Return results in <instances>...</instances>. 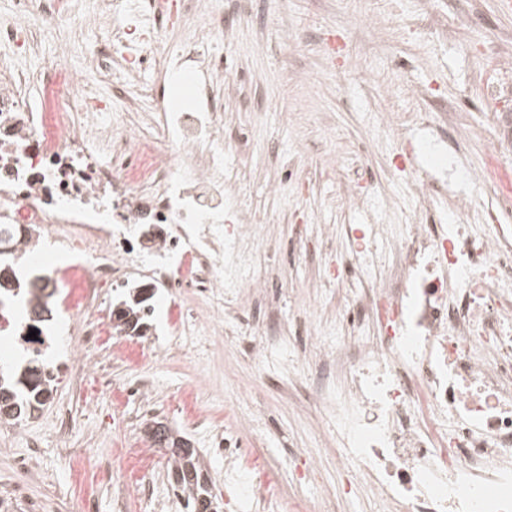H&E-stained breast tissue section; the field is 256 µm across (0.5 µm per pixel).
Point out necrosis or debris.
<instances>
[{"mask_svg":"<svg viewBox=\"0 0 512 512\" xmlns=\"http://www.w3.org/2000/svg\"><path fill=\"white\" fill-rule=\"evenodd\" d=\"M201 0H12L0 17V239L29 230L71 257L62 311L81 338L59 360L67 375H96L95 352L114 333L99 310L106 295L130 287L118 271L140 275L171 297L192 290L202 305L179 306L165 346L122 338L115 357L137 364L179 353L189 330L237 335L214 301L262 290L272 258L262 236L270 217L226 224L236 193L224 169V113L215 87L223 72L205 49L224 34V13L189 32L176 53L162 29L201 10ZM106 29L85 51L79 34ZM57 48L30 74L16 61ZM124 64V92L141 71L194 75L196 105L156 100L159 143L137 124L113 118L110 102L76 95L83 69ZM41 88L39 107L27 99ZM465 204L450 203V223L421 219L392 232L386 224L353 230L343 253L327 252L325 234L303 238L321 255L322 285L336 291L335 333L307 322L298 335L321 366L304 373L309 418L332 422L337 494L368 489L380 512H512V187L496 186V206L471 233ZM227 464L224 485L242 504L279 505L241 464L237 435L210 431ZM154 463L142 449L123 455L127 490L149 512Z\"/></svg>","mask_w":512,"mask_h":512,"instance_id":"obj_1","label":"necrosis or debris"}]
</instances>
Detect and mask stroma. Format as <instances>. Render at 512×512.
I'll list each match as a JSON object with an SVG mask.
<instances>
[{"label":"stroma","mask_w":512,"mask_h":512,"mask_svg":"<svg viewBox=\"0 0 512 512\" xmlns=\"http://www.w3.org/2000/svg\"><path fill=\"white\" fill-rule=\"evenodd\" d=\"M223 8L228 27L207 50L224 63L219 92L226 123L224 162L239 173L243 214H276L267 231L277 251L272 274L283 288L275 303L245 295L226 307L243 333L206 335L188 343L144 375L134 364L114 360L110 345L97 351L113 381L136 385L149 378L150 410L130 402L120 426L112 424L113 395L88 387L76 394L57 383L49 402L20 432L0 425V490L13 475L15 459L31 441L41 452L28 476V492L47 504V512H69L86 494L98 512H146L127 493L120 477L102 479L82 460L66 458L65 447L92 448L108 457L123 448H146L147 423L160 420L190 438L217 496H224V457L213 452L203 429L169 407L197 391L211 408V420L249 406L254 391L268 380L289 382L306 371L301 352L284 346L281 354L251 371L244 364L250 338L261 324L280 314L289 327L318 316L330 326L335 299L319 313L303 305L302 283L318 279V257L303 250L300 224L315 222L339 232L343 225L408 224L421 207L414 190L417 172H428L444 197L464 200L477 210L494 196L473 172L512 175V140L499 157L488 158L484 140L512 125V98L493 101L486 87L512 82V6L505 0H211ZM160 75L149 70L112 103L113 111L135 120L152 111L147 90ZM414 112L447 113L469 131L454 146L441 120L411 123L404 137L384 130L383 122ZM451 122V123H452ZM417 150L413 167L400 168L406 146ZM78 424L67 446L53 433L58 411ZM264 415L269 427L244 430L247 444L272 463L265 477L284 484L300 453L323 452L329 426H310L289 405L284 392L268 394Z\"/></svg>","instance_id":"obj_1"}]
</instances>
